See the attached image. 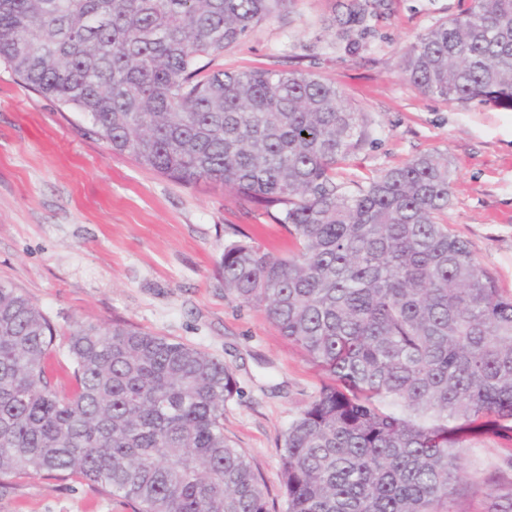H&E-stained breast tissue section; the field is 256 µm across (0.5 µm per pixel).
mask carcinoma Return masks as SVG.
<instances>
[{
  "instance_id": "carcinoma-1",
  "label": "carcinoma",
  "mask_w": 512,
  "mask_h": 512,
  "mask_svg": "<svg viewBox=\"0 0 512 512\" xmlns=\"http://www.w3.org/2000/svg\"><path fill=\"white\" fill-rule=\"evenodd\" d=\"M291 0H0V63L80 112L112 149L182 185L219 183L282 225L281 257L224 245V293L260 308L328 377L283 435L286 512H457L466 436L512 431V294L442 215L440 151L342 176L367 115L312 74L212 70ZM417 91L512 111V0H472L403 57ZM0 282V493L65 472L138 512H269L224 436L231 368L124 320L63 335ZM512 512V480L489 488Z\"/></svg>"
}]
</instances>
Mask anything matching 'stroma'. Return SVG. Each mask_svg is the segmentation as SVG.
<instances>
[{
  "label": "stroma",
  "instance_id": "obj_1",
  "mask_svg": "<svg viewBox=\"0 0 512 512\" xmlns=\"http://www.w3.org/2000/svg\"><path fill=\"white\" fill-rule=\"evenodd\" d=\"M348 0H291L280 17L225 49L220 69L297 70L333 83L367 113L373 141L345 179L363 181L435 150L454 170L445 220L512 294V111L461 106L406 82V49L470 0H380L365 33L334 23ZM240 230L287 254L290 237L223 185H182L112 152L79 113L19 83L0 64V282L20 288L59 334L122 319L224 361L239 392L224 434L248 455L271 512H283V434L325 380L259 308L224 292L217 264ZM468 470L512 478V432L470 436ZM75 476L15 479L0 512H135Z\"/></svg>",
  "mask_w": 512,
  "mask_h": 512
}]
</instances>
